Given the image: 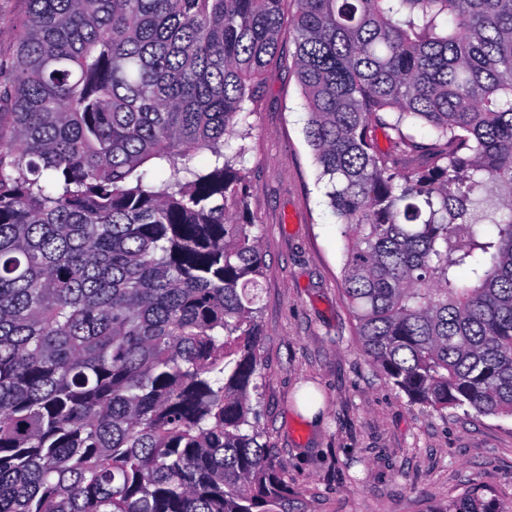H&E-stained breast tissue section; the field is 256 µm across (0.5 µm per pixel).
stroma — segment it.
<instances>
[{
    "label": "stroma",
    "mask_w": 512,
    "mask_h": 512,
    "mask_svg": "<svg viewBox=\"0 0 512 512\" xmlns=\"http://www.w3.org/2000/svg\"><path fill=\"white\" fill-rule=\"evenodd\" d=\"M29 0H0V58L14 56ZM294 71L270 63L246 103L248 207L263 256L252 399L262 441L307 512H435L465 494L512 512V417L428 411L361 355L343 293L345 242L305 137ZM324 399L319 422L298 395Z\"/></svg>",
    "instance_id": "obj_1"
}]
</instances>
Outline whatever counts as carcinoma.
<instances>
[{
	"mask_svg": "<svg viewBox=\"0 0 512 512\" xmlns=\"http://www.w3.org/2000/svg\"><path fill=\"white\" fill-rule=\"evenodd\" d=\"M284 2L29 0L0 61V512H300L250 421L263 261L224 152L275 57L362 355L415 405L512 416V0H296L292 51Z\"/></svg>",
	"mask_w": 512,
	"mask_h": 512,
	"instance_id": "carcinoma-1",
	"label": "carcinoma"
}]
</instances>
